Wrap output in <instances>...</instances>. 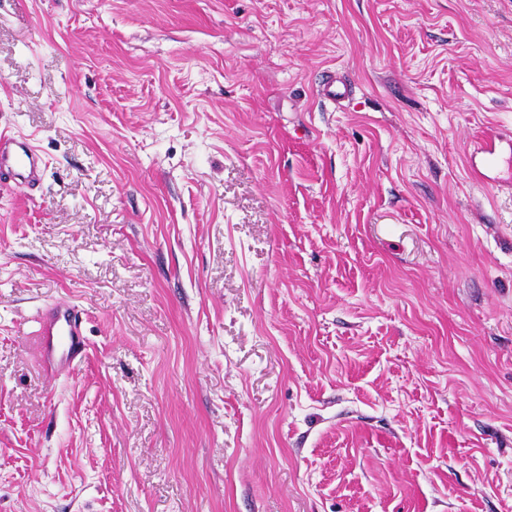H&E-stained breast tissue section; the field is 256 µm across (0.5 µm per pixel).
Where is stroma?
<instances>
[{
    "label": "stroma",
    "instance_id": "35a3bbf8",
    "mask_svg": "<svg viewBox=\"0 0 512 512\" xmlns=\"http://www.w3.org/2000/svg\"><path fill=\"white\" fill-rule=\"evenodd\" d=\"M2 127L0 512H512V0H0ZM351 85L343 78L336 76H327L321 82L319 95L321 98L336 105L349 97ZM48 161L31 138L0 130V181L33 188L43 183ZM73 304H53L38 318L37 346L40 357L55 371L67 370L86 352L83 316Z\"/></svg>",
    "mask_w": 512,
    "mask_h": 512
}]
</instances>
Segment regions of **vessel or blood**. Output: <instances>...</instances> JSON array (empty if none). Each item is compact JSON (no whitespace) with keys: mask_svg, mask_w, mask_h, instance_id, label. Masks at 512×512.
Wrapping results in <instances>:
<instances>
[{"mask_svg":"<svg viewBox=\"0 0 512 512\" xmlns=\"http://www.w3.org/2000/svg\"><path fill=\"white\" fill-rule=\"evenodd\" d=\"M351 85L343 78L327 76L321 82L319 95L331 103L349 97ZM48 161L31 138L0 130V181H13L33 188L43 183ZM37 346L41 358L54 370L69 369L81 361L86 352L83 316L73 304H53L38 318Z\"/></svg>","mask_w":512,"mask_h":512,"instance_id":"vessel-or-blood-1","label":"vessel or blood"}]
</instances>
